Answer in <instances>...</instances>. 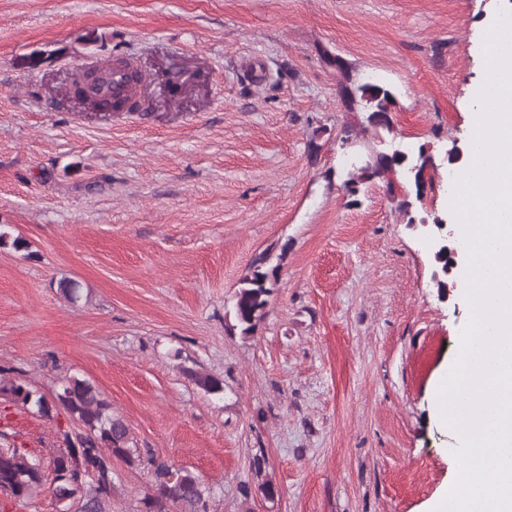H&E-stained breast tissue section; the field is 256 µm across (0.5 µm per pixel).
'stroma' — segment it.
I'll return each mask as SVG.
<instances>
[{
    "label": "stroma",
    "instance_id": "1",
    "mask_svg": "<svg viewBox=\"0 0 512 512\" xmlns=\"http://www.w3.org/2000/svg\"><path fill=\"white\" fill-rule=\"evenodd\" d=\"M495 7L0 0V230L25 243L0 247V368L48 397L63 377L90 380L142 453L209 488L210 512H423L454 482L459 442L412 362L429 336L435 366L450 361L470 322L435 253L461 250L447 152L481 109L470 89ZM37 52L42 69L19 67ZM116 57L178 73L181 96L154 82L140 111L84 112L72 73ZM347 72L392 91L390 129L349 135ZM369 142L429 155L431 189L405 208L380 183L348 193ZM263 254L278 282L245 337L230 310ZM187 366L223 380V397ZM61 428L81 430L0 399V447L46 462ZM112 469V512H139L149 471Z\"/></svg>",
    "mask_w": 512,
    "mask_h": 512
}]
</instances>
